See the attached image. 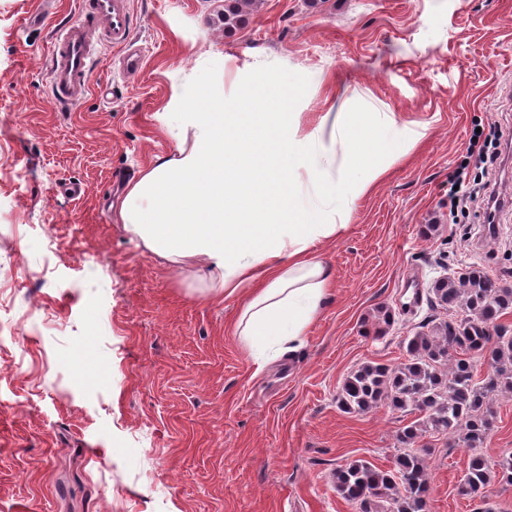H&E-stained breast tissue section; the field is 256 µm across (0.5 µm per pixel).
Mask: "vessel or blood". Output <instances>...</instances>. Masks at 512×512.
<instances>
[{
  "label": "vessel or blood",
  "mask_w": 512,
  "mask_h": 512,
  "mask_svg": "<svg viewBox=\"0 0 512 512\" xmlns=\"http://www.w3.org/2000/svg\"><path fill=\"white\" fill-rule=\"evenodd\" d=\"M104 40L123 51L126 72L141 70L143 55L135 45L128 0H82L79 20L56 32L47 60L56 107L65 109L86 97L93 50Z\"/></svg>",
  "instance_id": "b4317fda"
}]
</instances>
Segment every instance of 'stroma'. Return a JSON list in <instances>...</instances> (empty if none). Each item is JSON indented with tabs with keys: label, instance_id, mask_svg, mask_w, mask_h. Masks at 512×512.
Listing matches in <instances>:
<instances>
[{
	"label": "stroma",
	"instance_id": "1",
	"mask_svg": "<svg viewBox=\"0 0 512 512\" xmlns=\"http://www.w3.org/2000/svg\"><path fill=\"white\" fill-rule=\"evenodd\" d=\"M40 5L0 0V512H359L332 471L391 467L417 416L342 411L346 376L404 362L406 336L436 317L435 278L478 264L512 287V148L496 234L482 210L448 205L472 133L488 141L512 123V0H258L232 36L224 0H129L140 73L99 45L87 96L65 112L45 64L80 0L28 25ZM204 59L224 72L225 111L263 102L306 127L326 112L366 126L390 112L419 137L323 247L331 300L304 344L261 369L226 332L235 300L162 264L115 216L174 152L159 116ZM381 305L394 323L367 336ZM492 406L494 463L512 450V394ZM418 445L428 512H476L459 492L469 451L456 435Z\"/></svg>",
	"mask_w": 512,
	"mask_h": 512
}]
</instances>
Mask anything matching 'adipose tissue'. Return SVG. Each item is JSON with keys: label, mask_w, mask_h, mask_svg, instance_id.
I'll return each mask as SVG.
<instances>
[{"label": "adipose tissue", "mask_w": 512, "mask_h": 512, "mask_svg": "<svg viewBox=\"0 0 512 512\" xmlns=\"http://www.w3.org/2000/svg\"><path fill=\"white\" fill-rule=\"evenodd\" d=\"M353 113L228 112L224 81L188 76L160 121L176 151L132 183L118 216L161 262L237 299L229 327L256 365L302 344L333 272L318 251L387 169L353 177Z\"/></svg>", "instance_id": "1"}]
</instances>
